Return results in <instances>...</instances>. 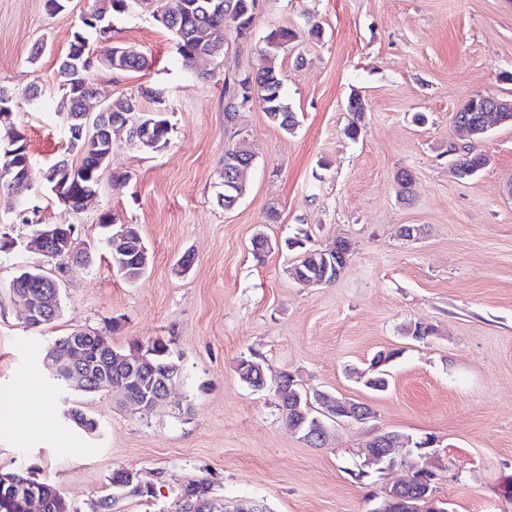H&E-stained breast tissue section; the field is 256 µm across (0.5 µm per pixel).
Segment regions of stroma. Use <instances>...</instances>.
Here are the masks:
<instances>
[{"label": "stroma", "mask_w": 512, "mask_h": 512, "mask_svg": "<svg viewBox=\"0 0 512 512\" xmlns=\"http://www.w3.org/2000/svg\"><path fill=\"white\" fill-rule=\"evenodd\" d=\"M92 0H68L52 15L45 0H0V87L14 94L12 120L37 166L66 142L49 94L71 26ZM319 22L322 37L309 35ZM288 28L296 39L275 64L300 123L290 133L259 104L224 117V81L265 67L264 38ZM50 48L31 59L33 44ZM113 42L153 60L150 70H94L102 99L165 92L172 130L159 152L112 143L111 168L84 210L58 202L46 184L22 223L0 187V471L51 483L75 512L113 494L114 470L129 468L152 495L117 497V512H174L183 487L211 484L224 502L250 499L268 512H370L380 487L409 479L396 467L358 479V450L374 432L433 438L443 477L435 494L449 512H512L501 492L512 481V126L477 148L488 165L468 179L451 171L454 116L475 96L512 97V0H259L253 31L227 34L202 74L186 70L173 35L141 10L115 16ZM44 92L29 101L30 86ZM365 107L357 139L345 134L347 103ZM426 113L419 124L415 113ZM246 141L255 156L248 190L232 210L217 203L224 147ZM411 172L414 195H397ZM278 218L269 221V208ZM137 225L150 252L134 283L113 271L99 217ZM35 224H71L91 265L45 261L26 248ZM423 230L400 238L401 225ZM306 231L317 247L336 239L353 251L330 286L294 281L292 251L252 255L263 233L281 241ZM194 263L181 273L184 254ZM47 264L60 283L61 313L28 329L10 285L20 268ZM427 322L434 335L406 336ZM76 330L106 337L126 354L160 340L184 376L170 407L138 413L119 394L56 388L41 356L47 340ZM398 351L387 391L356 374L379 352ZM256 355L301 386L369 405L365 424L336 423L314 448L289 430L273 389L252 390L237 372ZM37 372L41 383L20 380ZM76 406L100 425L87 433L63 413Z\"/></svg>", "instance_id": "obj_1"}]
</instances>
